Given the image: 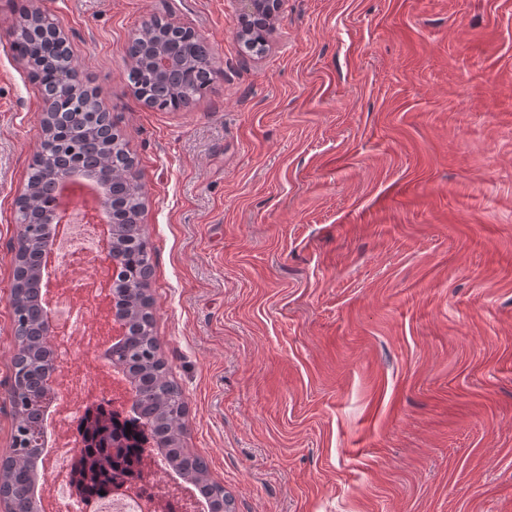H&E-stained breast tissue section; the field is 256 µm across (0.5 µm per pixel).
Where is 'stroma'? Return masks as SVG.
<instances>
[{
  "mask_svg": "<svg viewBox=\"0 0 512 512\" xmlns=\"http://www.w3.org/2000/svg\"><path fill=\"white\" fill-rule=\"evenodd\" d=\"M33 2L136 161L184 444L235 512H512V0H281L260 55L232 0H0V452ZM153 17L215 51L190 107L128 81Z\"/></svg>",
  "mask_w": 512,
  "mask_h": 512,
  "instance_id": "stroma-1",
  "label": "stroma"
}]
</instances>
